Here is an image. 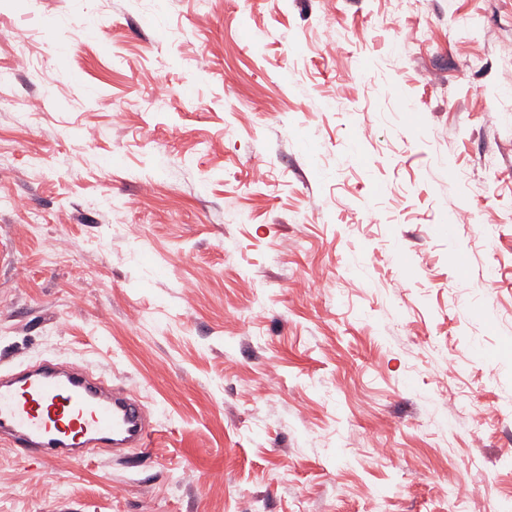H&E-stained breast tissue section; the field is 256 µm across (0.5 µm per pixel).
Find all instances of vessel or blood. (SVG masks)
<instances>
[{
	"label": "vessel or blood",
	"mask_w": 512,
	"mask_h": 512,
	"mask_svg": "<svg viewBox=\"0 0 512 512\" xmlns=\"http://www.w3.org/2000/svg\"><path fill=\"white\" fill-rule=\"evenodd\" d=\"M147 403L82 366L35 360L0 369V441L43 462L148 447Z\"/></svg>",
	"instance_id": "vessel-or-blood-1"
}]
</instances>
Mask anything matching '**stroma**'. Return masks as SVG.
I'll return each mask as SVG.
<instances>
[{"label":"stroma","mask_w":512,"mask_h":512,"mask_svg":"<svg viewBox=\"0 0 512 512\" xmlns=\"http://www.w3.org/2000/svg\"><path fill=\"white\" fill-rule=\"evenodd\" d=\"M1 72L0 367L156 429L0 512L512 502V0H0Z\"/></svg>","instance_id":"35a3bbf8"}]
</instances>
